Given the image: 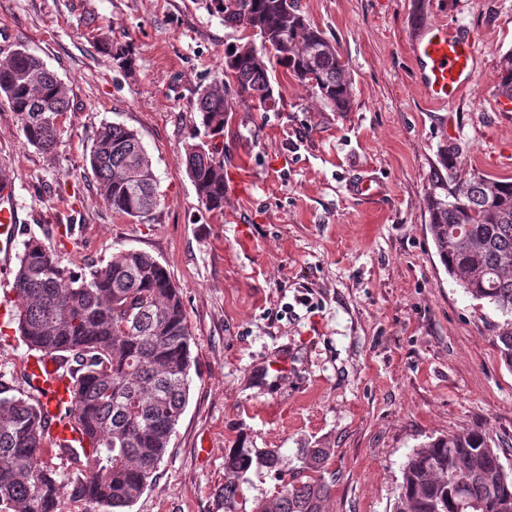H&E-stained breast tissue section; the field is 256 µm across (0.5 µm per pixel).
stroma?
Wrapping results in <instances>:
<instances>
[{
	"mask_svg": "<svg viewBox=\"0 0 512 512\" xmlns=\"http://www.w3.org/2000/svg\"><path fill=\"white\" fill-rule=\"evenodd\" d=\"M354 78L334 112L284 69L279 111L238 101L224 126V212L207 211L184 150L200 90L220 79L242 32L217 0H0V59L18 45L67 89L52 152L29 145L0 100V174L22 232L59 265L149 253L183 292L196 363L187 407L154 484L127 512H224L229 449L278 450L285 468L332 449L326 512H394L404 465L431 439L486 428L512 467V371L498 313L450 278L429 231L430 175L452 143L463 171L512 180V111L498 74L512 51V0H298ZM476 38L470 94L430 103L408 39L420 22ZM130 49L122 65L94 42ZM136 131L161 201L113 212L89 155L98 128ZM364 177L380 193L353 194ZM26 346L0 320V376L25 390Z\"/></svg>",
	"mask_w": 512,
	"mask_h": 512,
	"instance_id": "1",
	"label": "stroma"
}]
</instances>
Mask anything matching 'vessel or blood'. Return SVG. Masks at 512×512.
<instances>
[{
  "instance_id": "1",
  "label": "vessel or blood",
  "mask_w": 512,
  "mask_h": 512,
  "mask_svg": "<svg viewBox=\"0 0 512 512\" xmlns=\"http://www.w3.org/2000/svg\"><path fill=\"white\" fill-rule=\"evenodd\" d=\"M410 53L430 101L452 105L473 84L479 57L478 45L470 34L443 23L423 26L410 41ZM20 218L12 186L0 187V272L8 273ZM29 387L51 417L53 434L70 440L82 439L76 416L67 405L71 378L51 359L29 364Z\"/></svg>"
}]
</instances>
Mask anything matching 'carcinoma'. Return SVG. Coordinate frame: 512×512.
Returning <instances> with one entry per match:
<instances>
[{"label": "carcinoma", "mask_w": 512, "mask_h": 512, "mask_svg": "<svg viewBox=\"0 0 512 512\" xmlns=\"http://www.w3.org/2000/svg\"><path fill=\"white\" fill-rule=\"evenodd\" d=\"M224 26L257 29V48L238 44L224 59V81L197 99L201 129L185 149L198 202L224 213V156L217 139L233 111L226 82L249 108L278 105L269 77L278 64L334 112L354 105L348 64L298 0H221ZM36 79L23 83L21 75ZM499 93L512 99V52L504 55ZM0 98L17 114L27 143L48 152L59 116L70 110L65 87L19 45L0 60ZM91 169L113 211L147 218L160 203L152 160L138 134L120 124L97 131ZM429 229L445 270L472 299L503 317L494 336L512 370V181L473 170L462 175L456 146H443L432 176ZM13 320L36 360L65 357L73 411L87 444L73 448L53 436L40 401L12 393L0 381V512H60L57 471L44 460L50 445L69 462L71 497L124 512L152 484L187 406L191 334L181 289L150 254L112 253L103 266L61 267L36 238L18 256ZM329 448H307L302 466L283 475L270 499L252 512H325L332 494ZM281 471L278 451L235 448L225 457L224 512H236L240 482L252 465ZM395 512H512V470L490 433L473 428L439 436L415 449L403 468Z\"/></svg>", "instance_id": "obj_1"}]
</instances>
